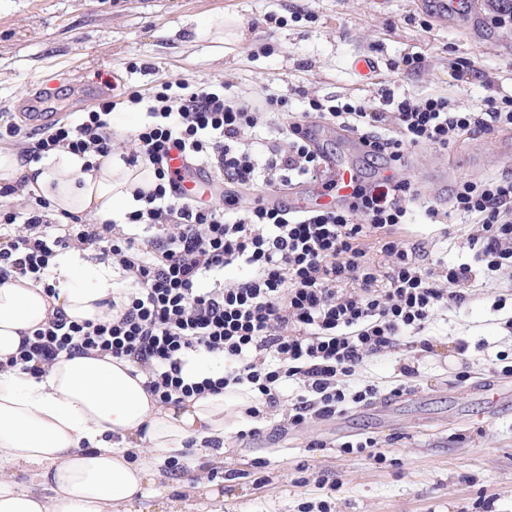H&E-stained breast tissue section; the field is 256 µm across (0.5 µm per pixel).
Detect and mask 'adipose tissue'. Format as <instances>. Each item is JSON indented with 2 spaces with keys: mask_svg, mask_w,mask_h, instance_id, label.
I'll return each mask as SVG.
<instances>
[{
  "mask_svg": "<svg viewBox=\"0 0 512 512\" xmlns=\"http://www.w3.org/2000/svg\"><path fill=\"white\" fill-rule=\"evenodd\" d=\"M0 181L24 182L43 197L54 218L66 214L93 223L122 221L136 206L133 191L150 187L144 165L115 155L66 150L27 162L14 148H0ZM56 293L29 279L0 281V512H112L132 503L149 481V457L176 454L186 440L223 439L226 417L242 415L251 394H208L160 403L130 361L60 354L41 378L7 366L23 335L59 307L75 321L104 317L114 291L111 268L77 253L55 260ZM144 451L129 459L127 447ZM32 468L39 492L17 489L8 469Z\"/></svg>",
  "mask_w": 512,
  "mask_h": 512,
  "instance_id": "ef3b65f1",
  "label": "adipose tissue"
}]
</instances>
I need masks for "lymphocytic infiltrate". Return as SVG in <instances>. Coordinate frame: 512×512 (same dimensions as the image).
<instances>
[{
	"label": "lymphocytic infiltrate",
	"mask_w": 512,
	"mask_h": 512,
	"mask_svg": "<svg viewBox=\"0 0 512 512\" xmlns=\"http://www.w3.org/2000/svg\"><path fill=\"white\" fill-rule=\"evenodd\" d=\"M129 101L146 104L149 120L137 130L126 161L152 168L154 183L135 190L137 207L123 223L88 224L74 216L54 224L44 198L19 213L6 202L17 186L0 188L1 278L18 275L43 286L57 250H90L131 286L103 321L79 323L54 308L23 338L10 367L36 377L63 353L109 355L140 368L147 392L164 403L251 389L259 397L246 410L253 417L278 407L281 383L296 380L303 390L286 423L297 427L331 419L348 403L376 400V387L351 393L343 377L354 375L366 358L395 350L408 334L412 347L431 350L424 332L434 312L465 303L470 267L438 258L423 262L397 237L412 219L417 196L399 171L407 150L445 151L460 136L511 129V95L486 98L478 112L444 95L398 99L387 90L377 106L350 98L331 106L310 100L318 118L356 134L364 157L383 161L390 173L359 183L344 205L300 210L267 196L321 180L324 154L311 149L309 125L283 124L282 144L268 147L261 159L249 140L250 131L285 107V97L270 96L257 106L225 96L220 85L171 81L150 100L133 93ZM115 108L105 100L74 122L42 129L25 158L59 148L110 154ZM175 152L221 181L223 202L202 193L183 196L181 176L168 164ZM259 182L264 194L243 201L242 188ZM453 206L464 218H477L469 245L487 270L512 269V178L460 182ZM357 212L363 223H353ZM372 238L393 259L386 275L369 257ZM229 266L246 269V276L218 283ZM209 278L214 287H204ZM201 353L229 364L217 374L190 375L188 357Z\"/></svg>",
	"instance_id": "obj_1"
}]
</instances>
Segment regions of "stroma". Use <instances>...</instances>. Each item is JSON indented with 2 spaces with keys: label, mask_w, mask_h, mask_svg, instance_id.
<instances>
[{
  "label": "stroma",
  "mask_w": 512,
  "mask_h": 512,
  "mask_svg": "<svg viewBox=\"0 0 512 512\" xmlns=\"http://www.w3.org/2000/svg\"><path fill=\"white\" fill-rule=\"evenodd\" d=\"M491 13L478 0L479 26L452 14L425 28L416 0H0V113L72 118L94 108L77 82L102 76L116 80V127L131 113L147 119L123 98L166 81L283 94L297 119L312 98L378 101L383 80L399 98L444 94L477 111L488 96L512 95V26L493 25ZM219 16L244 39H197L198 22ZM407 54L423 57L420 74L394 71ZM360 56L377 60L375 76L353 69ZM459 56L473 58L480 76L458 79L449 63ZM403 173L449 212L431 224L415 208L404 240L475 273L466 303L432 317V350L367 358L346 383L376 386L378 399L332 419L286 432L280 409L232 419L223 448H184L194 478L167 475L164 455L155 456L131 512H512V403L491 407L484 391L512 393V269L487 272L468 247L471 224L450 210L451 183L512 176V130L411 151ZM407 363L418 373L393 395ZM252 427L259 437H239ZM368 437L382 460L343 452L342 443Z\"/></svg>",
  "instance_id": "35a3bbf8"
}]
</instances>
